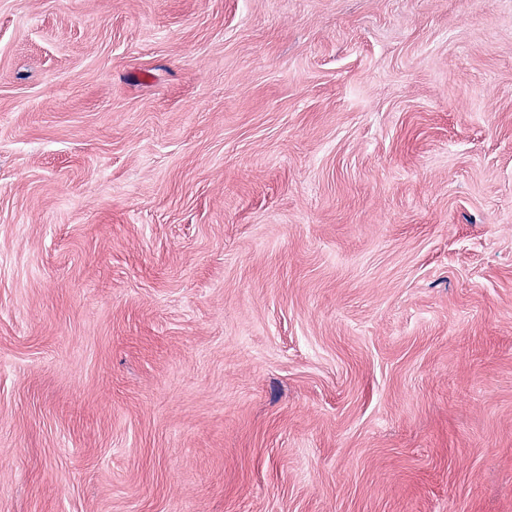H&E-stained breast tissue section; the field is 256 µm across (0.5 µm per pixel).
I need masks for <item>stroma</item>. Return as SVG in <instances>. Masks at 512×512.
<instances>
[{
    "instance_id": "35a3bbf8",
    "label": "stroma",
    "mask_w": 512,
    "mask_h": 512,
    "mask_svg": "<svg viewBox=\"0 0 512 512\" xmlns=\"http://www.w3.org/2000/svg\"><path fill=\"white\" fill-rule=\"evenodd\" d=\"M0 512H512V0H0Z\"/></svg>"
}]
</instances>
